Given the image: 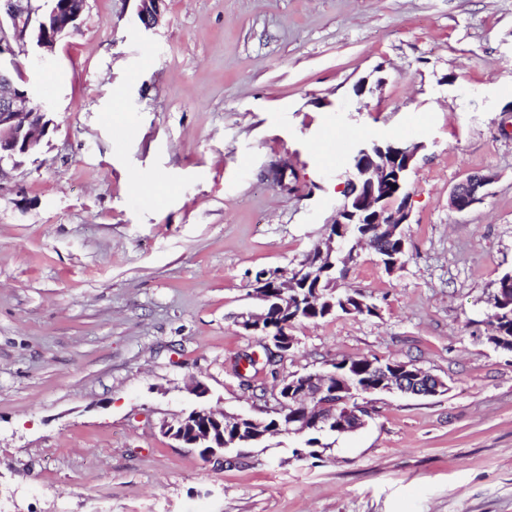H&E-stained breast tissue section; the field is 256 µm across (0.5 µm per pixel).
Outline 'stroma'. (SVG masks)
Wrapping results in <instances>:
<instances>
[{
	"instance_id": "obj_1",
	"label": "stroma",
	"mask_w": 512,
	"mask_h": 512,
	"mask_svg": "<svg viewBox=\"0 0 512 512\" xmlns=\"http://www.w3.org/2000/svg\"><path fill=\"white\" fill-rule=\"evenodd\" d=\"M16 62L52 124L0 180V512H512V353L486 340L512 272V0H165L150 29L87 0L47 67ZM374 140L422 145L403 265L362 248L337 283L376 315L295 323L238 375L249 273L326 237ZM473 172L488 197L451 210ZM363 357L448 389L371 396L314 458L283 435L219 466L161 432L192 380L269 417L284 379Z\"/></svg>"
}]
</instances>
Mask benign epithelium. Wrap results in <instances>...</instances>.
Instances as JSON below:
<instances>
[{
    "mask_svg": "<svg viewBox=\"0 0 512 512\" xmlns=\"http://www.w3.org/2000/svg\"><path fill=\"white\" fill-rule=\"evenodd\" d=\"M6 13L13 22V34L0 26V57L16 56L11 41L30 46L32 60L41 64L53 52L56 42L79 26L83 9L74 12L60 10L55 0H5ZM137 17L150 29L161 17L164 0H138ZM0 61V178L5 166L17 168L23 159L35 153L47 134L50 121L40 108L30 106L27 91L16 84L10 66ZM423 145L403 142L380 145L373 143L359 150V168L354 170V192H346L342 208L337 212V224H402L408 217L405 210L407 195L403 194L406 173L416 160ZM494 175L471 173L450 193L449 207L462 211L482 203ZM308 265L301 264L292 271H261L254 283V295L263 302L260 311L239 315V326L248 333L263 336L264 346L273 358L284 357L294 344L285 338L288 330V311L293 309L292 295L281 286L291 276L300 279ZM336 372L323 370L299 376L296 389L279 391L280 403L286 412L285 432L309 434L328 430L348 432L365 423L368 408L339 396L331 380ZM448 390L440 378L428 376L427 386H406L396 380L395 370L381 367L375 392L398 391L413 395H436ZM233 420L247 423L246 430H238L232 441L224 442V435L216 431L224 428V413H217L199 404L189 414L175 422L162 425V433L177 442L188 445L207 459H224L226 450L240 445L257 443L267 435L268 420L238 414Z\"/></svg>",
    "mask_w": 512,
    "mask_h": 512,
    "instance_id": "benign-epithelium-1",
    "label": "benign epithelium"
}]
</instances>
